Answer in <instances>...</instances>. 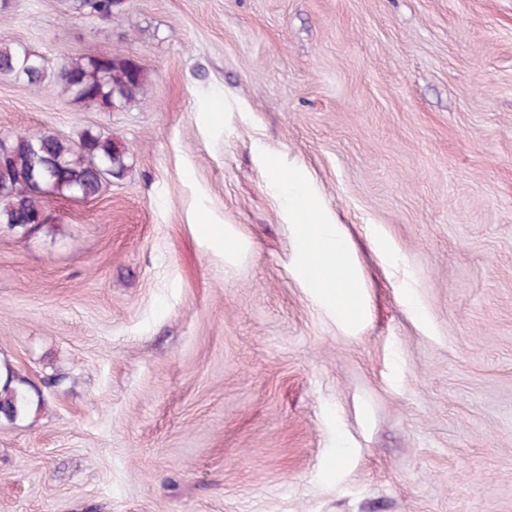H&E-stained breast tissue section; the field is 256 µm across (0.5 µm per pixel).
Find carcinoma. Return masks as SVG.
I'll return each instance as SVG.
<instances>
[{"label": "carcinoma", "mask_w": 512, "mask_h": 512, "mask_svg": "<svg viewBox=\"0 0 512 512\" xmlns=\"http://www.w3.org/2000/svg\"><path fill=\"white\" fill-rule=\"evenodd\" d=\"M117 0H81L80 7L102 20L114 15ZM35 87L44 84L42 56L0 44V77ZM56 83L85 108H123L143 96L147 75L137 62L110 55L72 58L56 74ZM128 151L111 137L92 130L78 140L51 132L0 138V224H41L48 195L93 199L114 179L124 177ZM39 392L27 379L6 369L0 382V415L14 422L38 411Z\"/></svg>", "instance_id": "1"}]
</instances>
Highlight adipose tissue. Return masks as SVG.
Wrapping results in <instances>:
<instances>
[{
    "label": "adipose tissue",
    "instance_id": "obj_1",
    "mask_svg": "<svg viewBox=\"0 0 512 512\" xmlns=\"http://www.w3.org/2000/svg\"><path fill=\"white\" fill-rule=\"evenodd\" d=\"M269 177L288 188V214L299 244L297 273L302 283L337 316L356 321L361 306V273L352 260L346 234L310 201L301 172L285 175L274 169Z\"/></svg>",
    "mask_w": 512,
    "mask_h": 512
}]
</instances>
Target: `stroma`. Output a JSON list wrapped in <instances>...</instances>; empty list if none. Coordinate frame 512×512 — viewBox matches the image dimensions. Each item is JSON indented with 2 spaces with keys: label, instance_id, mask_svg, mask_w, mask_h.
<instances>
[{
  "label": "stroma",
  "instance_id": "stroma-1",
  "mask_svg": "<svg viewBox=\"0 0 512 512\" xmlns=\"http://www.w3.org/2000/svg\"><path fill=\"white\" fill-rule=\"evenodd\" d=\"M1 43L149 89L0 77V137L128 150L0 224V368L45 400L0 512H512V0H0ZM273 167L345 227L359 325L290 273ZM56 83L85 108H123L142 97L147 75L137 62L110 55L72 58L56 74Z\"/></svg>",
  "mask_w": 512,
  "mask_h": 512
}]
</instances>
